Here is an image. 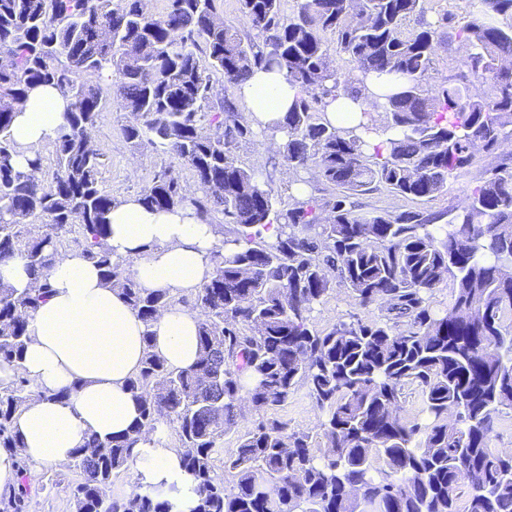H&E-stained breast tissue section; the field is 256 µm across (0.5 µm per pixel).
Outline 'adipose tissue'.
<instances>
[{
    "mask_svg": "<svg viewBox=\"0 0 512 512\" xmlns=\"http://www.w3.org/2000/svg\"><path fill=\"white\" fill-rule=\"evenodd\" d=\"M404 82L393 75L342 77L341 90L324 101L325 117L339 128L353 127L369 100L397 91ZM298 93L278 67L254 71L235 88L253 127L274 136ZM65 107L58 89L30 92L11 127L18 163L26 162L29 146L55 137ZM108 219L107 243L115 255L132 259L141 287L169 293L177 301L152 324H144L118 291L104 286L94 264L75 253L56 259L46 300L29 320L21 370L38 390L64 389L68 397L62 403L34 399L18 413L15 428L25 446L16 455L0 451V496L17 490L20 463L33 469L61 465L88 434L103 439L131 434L140 421V406L126 382L146 352L176 369H190L197 360L201 315L181 299L213 274L216 226L192 208H150L134 196L114 204ZM134 463L139 484L176 489L182 508L192 506L194 482L164 430L139 437Z\"/></svg>",
    "mask_w": 512,
    "mask_h": 512,
    "instance_id": "adipose-tissue-1",
    "label": "adipose tissue"
}]
</instances>
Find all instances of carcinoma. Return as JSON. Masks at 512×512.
<instances>
[{
	"label": "carcinoma",
	"instance_id": "cac0c4a2",
	"mask_svg": "<svg viewBox=\"0 0 512 512\" xmlns=\"http://www.w3.org/2000/svg\"><path fill=\"white\" fill-rule=\"evenodd\" d=\"M0 0V263L26 260L37 282L74 241L105 284L120 291L146 326L175 298L148 291L131 262L107 246L112 197L99 184L100 154L87 134L102 98L90 77H115L113 91L133 121L123 138L148 145L169 163L141 197L150 207L191 206L210 223L231 224L226 257L213 254L222 286L191 294L204 319L196 368L175 370L147 353L127 383L141 404L135 436L85 438L71 458L80 480L74 512H177L160 493L136 486L112 493V475L133 462L137 435L165 421L195 482L189 512H512V455L490 448L495 418L512 409V167L476 179L460 206L444 211L359 213L352 198L385 189L433 198L467 172L475 150L512 140V0H466L469 19L455 33L468 52L459 71L436 83L438 31L448 14L428 17L427 0H238L259 42L245 40L217 16V0H167L161 14L142 0ZM334 37L329 47L322 34ZM361 75L407 77L381 104L367 103L358 128L341 130L312 111L340 86L332 54ZM279 66L300 89L284 116L283 155L314 165L337 190L254 208L271 193L236 156L253 129L237 121L230 100L212 99L213 75L237 85L256 68ZM39 86L69 89L65 122L54 137V168L17 167L11 123ZM382 113L374 119L373 113ZM392 137L371 146L370 133ZM219 176L202 195L184 193L180 168ZM50 218L37 237L25 232ZM276 228V237L268 231ZM347 288L381 316L340 319L325 333L310 315L332 289ZM453 300L441 315L430 297L443 282ZM46 289L18 294L0 282V449L23 442L13 420L34 397L62 401L67 391H34L21 371L29 318ZM422 395L424 417L401 418L403 391ZM304 387L321 411L316 434L290 432L276 407ZM258 416L224 458H212L237 428L243 405ZM321 440L324 451L313 452ZM386 463L374 471L373 460ZM10 512H23L31 490L22 466Z\"/></svg>",
	"mask_w": 512,
	"mask_h": 512
}]
</instances>
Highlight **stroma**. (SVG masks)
<instances>
[{
    "mask_svg": "<svg viewBox=\"0 0 512 512\" xmlns=\"http://www.w3.org/2000/svg\"><path fill=\"white\" fill-rule=\"evenodd\" d=\"M430 6L433 12L446 11L450 14L443 42L437 49L435 65L436 75L449 76L452 75L456 62L465 55L464 47L454 37V29L467 18L466 2L430 0ZM131 119V114L122 108L113 91H105L101 112L91 133V141L94 148L104 156L101 168L102 186L117 201L141 194L162 162L160 155L151 148H136L124 140L121 129ZM237 156L242 164L260 168L262 180L277 201L285 205L293 203L290 187L299 180L300 174L283 158L272 137L264 131H257L255 137L240 144ZM505 163L512 164V141L492 153L477 151L472 175L451 183L446 194L416 204L410 199L382 190L358 197L357 203L365 210L377 208L402 211L416 205L431 211L450 209L465 201L469 189L474 185L475 175L494 170ZM352 314L373 319L379 316L380 310L375 305L366 309L359 307L346 288L337 284L322 303L316 306L311 315L310 326L322 333L336 324L338 319ZM275 415L287 422L289 430L300 432L315 431L320 420L318 407L302 389L277 407ZM34 476L37 483L33 485L25 501L24 512H73L68 486L76 481L77 475L70 465L44 467L35 471Z\"/></svg>",
    "mask_w": 512,
    "mask_h": 512,
    "instance_id": "35a3bbf8",
    "label": "stroma"
}]
</instances>
